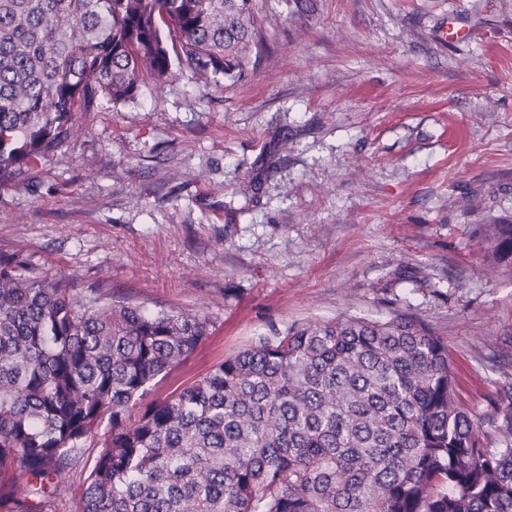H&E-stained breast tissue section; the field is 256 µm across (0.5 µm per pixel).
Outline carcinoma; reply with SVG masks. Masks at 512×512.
Wrapping results in <instances>:
<instances>
[{"instance_id":"1","label":"carcinoma","mask_w":512,"mask_h":512,"mask_svg":"<svg viewBox=\"0 0 512 512\" xmlns=\"http://www.w3.org/2000/svg\"><path fill=\"white\" fill-rule=\"evenodd\" d=\"M259 25L256 0H0V186L175 58L241 77ZM475 234L512 278V223ZM209 326L0 254V512H51L76 465L74 512H512V384L464 409L446 340L411 315L290 325L132 418Z\"/></svg>"}]
</instances>
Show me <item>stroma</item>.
Masks as SVG:
<instances>
[{
    "instance_id": "35a3bbf8",
    "label": "stroma",
    "mask_w": 512,
    "mask_h": 512,
    "mask_svg": "<svg viewBox=\"0 0 512 512\" xmlns=\"http://www.w3.org/2000/svg\"><path fill=\"white\" fill-rule=\"evenodd\" d=\"M257 6L268 50L244 78L174 65L1 186L0 252L206 315L153 400L291 324L402 312L447 339L459 402L491 411L512 382V278L473 228L512 221V0ZM448 22L470 37L442 42Z\"/></svg>"
}]
</instances>
